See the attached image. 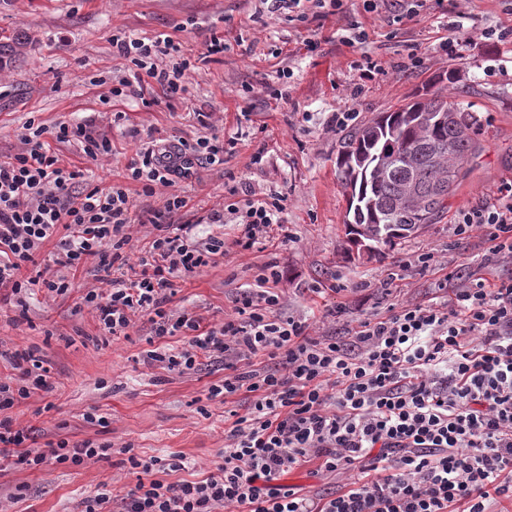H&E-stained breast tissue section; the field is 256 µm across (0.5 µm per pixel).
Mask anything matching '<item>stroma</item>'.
Instances as JSON below:
<instances>
[{
	"label": "stroma",
	"mask_w": 512,
	"mask_h": 512,
	"mask_svg": "<svg viewBox=\"0 0 512 512\" xmlns=\"http://www.w3.org/2000/svg\"><path fill=\"white\" fill-rule=\"evenodd\" d=\"M343 7L367 33L366 43H343V15L274 18L260 0H0V32L27 38L16 62L0 68V156L22 149L28 121L95 120L112 142L111 154L92 160L79 145L63 144L60 155L86 168L94 183L127 185L139 218L162 209L166 199L165 190L146 195L139 184L126 183V166L139 148L155 138H236L223 164L201 162L178 182L177 192L190 203L174 222L193 225L196 239L215 235L231 244L235 224L198 221L204 212L223 209L228 187L247 188L255 199L282 191L288 203L272 240L249 250L231 244L223 263L175 278L173 312L216 326L233 315L241 290L269 264L281 273L282 315L306 322L314 337L343 335L356 319L393 303H428L446 279L456 285L472 276L511 278L512 261L487 251L488 228L462 238L455 218L459 210L497 204L501 188L512 184V38L494 34L512 28V0H472L467 7L461 0H425L417 15L398 22L366 10L364 0H344ZM453 21L470 38L463 59L455 61L438 47ZM161 32L179 38L195 59L186 97L168 101L156 86L150 107L135 99L102 103L123 73L113 35ZM315 34L324 38L321 48L307 52L304 40ZM215 35L225 48L205 55ZM366 54L384 75L361 79ZM272 87L282 98L269 95ZM422 90L478 112L480 149L447 211L432 224L385 254L357 255L344 227L347 203L336 177L342 133L332 119L353 112L363 122ZM259 151L262 164H252ZM423 251L434 253V266L398 268V261ZM72 283L64 296L31 295L23 309L0 303V349L33 351L56 384L53 395L25 400L11 414L36 448L66 437L108 442L113 450L77 468L49 459L0 471V512H82L84 499L104 482L112 487V512H121L136 482L124 446L145 459L183 455L197 474L212 469L224 450V401L208 396L209 386L224 377L221 364L189 374L145 364L149 322H136L125 337L108 335L94 313L76 308L82 294L101 285L95 266L77 272ZM339 302L348 303L349 314L328 313ZM90 412L106 417L107 427L88 424Z\"/></svg>",
	"instance_id": "35a3bbf8"
}]
</instances>
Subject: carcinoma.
Masks as SVG:
<instances>
[{
    "instance_id": "obj_1",
    "label": "carcinoma",
    "mask_w": 512,
    "mask_h": 512,
    "mask_svg": "<svg viewBox=\"0 0 512 512\" xmlns=\"http://www.w3.org/2000/svg\"><path fill=\"white\" fill-rule=\"evenodd\" d=\"M23 41L0 33V67ZM482 121L454 97L424 94L342 136L337 179L349 198L350 242L379 255L448 209L479 150Z\"/></svg>"
}]
</instances>
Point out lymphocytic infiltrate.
<instances>
[{
  "label": "lymphocytic infiltrate",
  "instance_id": "f902f5d3",
  "mask_svg": "<svg viewBox=\"0 0 512 512\" xmlns=\"http://www.w3.org/2000/svg\"><path fill=\"white\" fill-rule=\"evenodd\" d=\"M112 47L129 63L112 97L141 99L154 84L174 99L187 94L192 63L171 34L116 35ZM24 141L21 152L0 159V291L19 302L35 290L62 296L68 273L96 262L107 288L88 290L79 305L104 331L124 336L135 317L148 318L157 345L145 363L180 372L223 364L209 397L250 401L245 412L228 410L221 460L203 479L169 482L154 475L159 458L129 456L142 477L126 491L123 512H493L512 501V279L473 278L427 305L390 304L350 336L315 339L304 322L279 315V276L262 273L237 298L233 318L207 327L170 310L172 278L214 263L225 242L194 240L192 225L169 217L189 203L176 183L200 160L223 162V137L154 141L128 163L127 177L143 193L170 191L132 271L123 254L132 220L127 188L88 183L81 167L63 165L50 148L77 142L95 159L111 153V140L85 120L37 125ZM228 193L234 201L226 211L201 221L236 215L234 244L244 250L267 238L288 202L282 192L257 200L239 198L234 186ZM479 226L490 227L493 254L512 256V193L499 205L459 211L458 236ZM174 337L181 345H171ZM9 363L13 377L0 379L1 468L48 458L75 468L108 456L111 444L90 439L61 438L44 451L28 446L11 411L55 384L42 360L17 352ZM310 464L351 479L327 496L284 483Z\"/></svg>",
  "mask_w": 512,
  "mask_h": 512
}]
</instances>
